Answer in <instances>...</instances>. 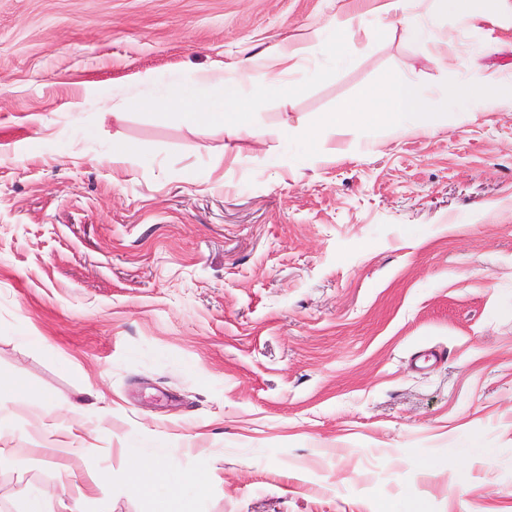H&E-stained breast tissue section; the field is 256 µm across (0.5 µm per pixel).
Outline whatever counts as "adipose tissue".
<instances>
[{
	"mask_svg": "<svg viewBox=\"0 0 512 512\" xmlns=\"http://www.w3.org/2000/svg\"><path fill=\"white\" fill-rule=\"evenodd\" d=\"M300 53V48L282 46L262 58H246L239 68L237 79L230 83L225 81L223 70L210 69L188 78L172 79L160 89L156 86L155 78L146 73L140 76L139 81L149 87L150 92L140 97L138 104L144 109L162 105L176 106L199 121L221 119L237 127L243 137L259 143L265 138V130L245 119L249 108V92L256 84L254 76L258 73L274 79L285 76L292 67L293 59ZM215 88L224 92L223 97L217 101L207 96L208 91ZM409 112L417 115L418 131H434V114L422 111L414 85L400 75L390 79L382 88L366 91L359 101L345 103L333 115L331 123L341 128L357 120L401 133L405 130L403 117Z\"/></svg>",
	"mask_w": 512,
	"mask_h": 512,
	"instance_id": "ef3b65f1",
	"label": "adipose tissue"
}]
</instances>
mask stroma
Listing matches in <instances>:
<instances>
[{
    "label": "stroma",
    "instance_id": "1",
    "mask_svg": "<svg viewBox=\"0 0 512 512\" xmlns=\"http://www.w3.org/2000/svg\"><path fill=\"white\" fill-rule=\"evenodd\" d=\"M470 7L0 0V512H157L172 448L193 512H512V0ZM285 43L262 143L129 104ZM395 74L433 132L329 125ZM384 1L381 3L377 10L386 15L392 12H401L403 19L407 23V25L413 30H419L422 25V20L429 23L430 18L433 16L431 12H424L422 14H411L412 3L415 2H423L422 0L414 1V0H377Z\"/></svg>",
    "mask_w": 512,
    "mask_h": 512
}]
</instances>
